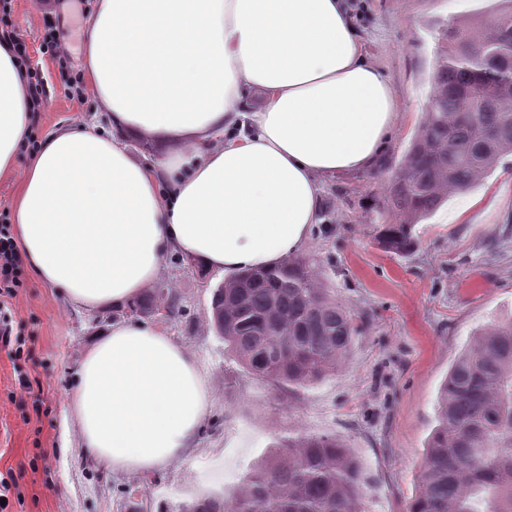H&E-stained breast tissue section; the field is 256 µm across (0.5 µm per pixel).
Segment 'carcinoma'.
<instances>
[{
    "instance_id": "obj_1",
    "label": "carcinoma",
    "mask_w": 512,
    "mask_h": 512,
    "mask_svg": "<svg viewBox=\"0 0 512 512\" xmlns=\"http://www.w3.org/2000/svg\"><path fill=\"white\" fill-rule=\"evenodd\" d=\"M512 9L487 32L439 39L432 94L392 183L393 223L381 244L405 254L414 226L512 155ZM213 328L252 374L278 384H318L346 357L356 326L324 288L316 266L289 259L252 270L215 292ZM366 477L334 435L297 434L274 445L229 496L196 498L190 512H365ZM512 512V320L476 332L451 365L438 397L409 512Z\"/></svg>"
}]
</instances>
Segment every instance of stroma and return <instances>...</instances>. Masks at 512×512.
<instances>
[{"label": "stroma", "mask_w": 512, "mask_h": 512, "mask_svg": "<svg viewBox=\"0 0 512 512\" xmlns=\"http://www.w3.org/2000/svg\"><path fill=\"white\" fill-rule=\"evenodd\" d=\"M65 2L63 15L41 0L11 2L48 98L33 115L37 139L79 120L110 129L107 113L68 87L82 76L93 0ZM365 3L356 25L368 58L394 86L399 117L377 169L325 181L320 222L304 252L355 318L344 362L325 381L290 390L252 375L212 326L223 274L170 256L158 284L181 311L146 319L195 355L212 387L209 412L181 461L150 474L116 473L81 444L68 398L90 338L141 316L130 308L86 313L23 274L11 305L23 352L15 360L0 347V475L15 481L6 512H179L195 496L231 492L273 442L299 431L353 448L367 477V512H406L449 366L476 330L512 319V155L478 188L415 225L414 251L382 247L390 184L428 105L439 33L465 20L491 28L495 0ZM50 30L67 49L69 70L42 50ZM22 375L31 391L20 390Z\"/></svg>", "instance_id": "stroma-1"}]
</instances>
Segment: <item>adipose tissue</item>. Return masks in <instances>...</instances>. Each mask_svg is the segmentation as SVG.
Here are the masks:
<instances>
[{
	"mask_svg": "<svg viewBox=\"0 0 512 512\" xmlns=\"http://www.w3.org/2000/svg\"><path fill=\"white\" fill-rule=\"evenodd\" d=\"M83 90L108 113L39 142L0 36V178L19 176L23 259L76 308H127L177 254L232 279L304 250L324 179L374 169L396 94L364 54L350 0H96ZM163 145L143 163L132 143ZM211 387L161 328H101L70 393L85 448L113 471L186 456Z\"/></svg>",
	"mask_w": 512,
	"mask_h": 512,
	"instance_id": "1",
	"label": "adipose tissue"
}]
</instances>
